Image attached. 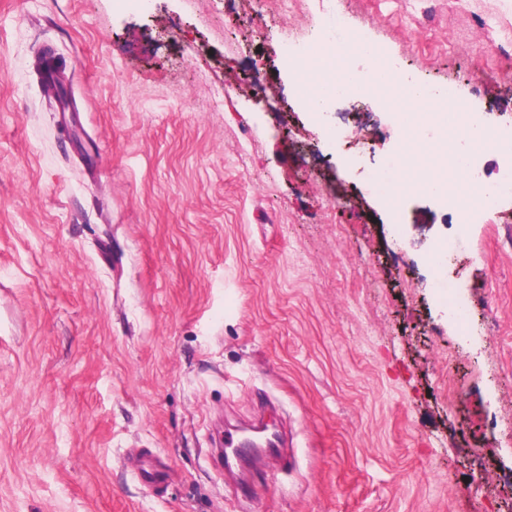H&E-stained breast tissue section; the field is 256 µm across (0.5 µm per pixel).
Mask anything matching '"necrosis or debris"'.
Listing matches in <instances>:
<instances>
[{"mask_svg": "<svg viewBox=\"0 0 512 512\" xmlns=\"http://www.w3.org/2000/svg\"><path fill=\"white\" fill-rule=\"evenodd\" d=\"M320 45L357 44L365 69L372 81L346 85L342 94L353 97L379 96L391 105L413 92L431 103L433 111L427 125L419 132L425 142H434L454 135L458 154L454 160L457 177L449 185L445 197L455 212L459 234H467L474 219L493 213L500 198L512 196V124L474 125L468 110L449 111L448 98L454 85L441 86L429 81H414L403 61L371 41L365 34L354 33L348 14L343 10L330 12L321 31ZM498 157L494 177H486L481 158L485 152Z\"/></svg>", "mask_w": 512, "mask_h": 512, "instance_id": "1", "label": "necrosis or debris"}]
</instances>
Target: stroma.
<instances>
[{
  "label": "stroma",
  "mask_w": 512,
  "mask_h": 512,
  "mask_svg": "<svg viewBox=\"0 0 512 512\" xmlns=\"http://www.w3.org/2000/svg\"><path fill=\"white\" fill-rule=\"evenodd\" d=\"M340 3L512 119V0ZM277 4L0 0V512H471L512 471V198L438 267L454 212L362 186L395 151L403 179L445 168L450 142L407 149L376 100L311 111L281 41L307 43L321 0ZM266 411L286 456L244 488L211 435ZM466 288L464 284L448 281V306L462 336H467L470 330L471 305Z\"/></svg>",
  "instance_id": "obj_1"
}]
</instances>
